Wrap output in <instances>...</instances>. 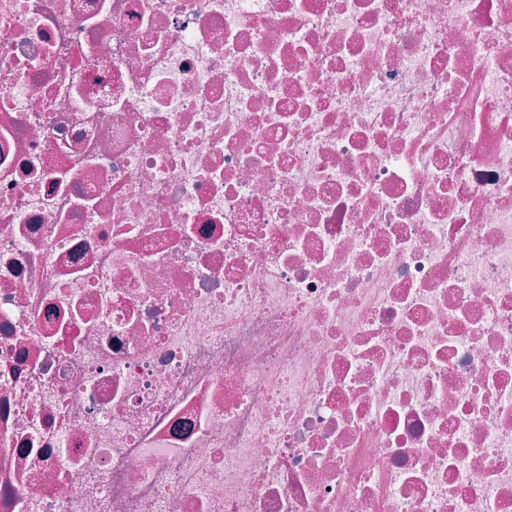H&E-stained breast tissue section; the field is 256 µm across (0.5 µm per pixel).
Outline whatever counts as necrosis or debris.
Instances as JSON below:
<instances>
[{
    "label": "necrosis or debris",
    "mask_w": 512,
    "mask_h": 512,
    "mask_svg": "<svg viewBox=\"0 0 512 512\" xmlns=\"http://www.w3.org/2000/svg\"><path fill=\"white\" fill-rule=\"evenodd\" d=\"M0 512H512V0H0Z\"/></svg>",
    "instance_id": "1"
}]
</instances>
